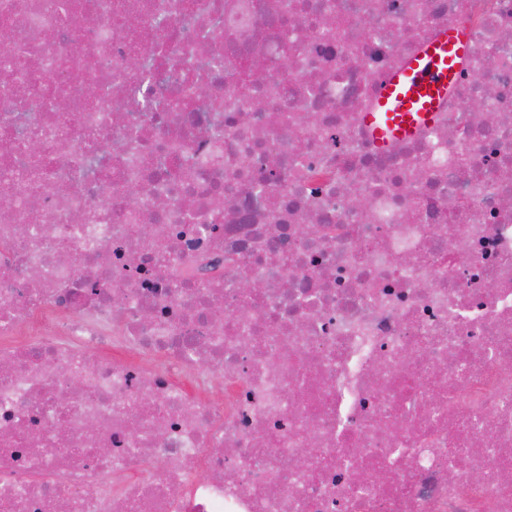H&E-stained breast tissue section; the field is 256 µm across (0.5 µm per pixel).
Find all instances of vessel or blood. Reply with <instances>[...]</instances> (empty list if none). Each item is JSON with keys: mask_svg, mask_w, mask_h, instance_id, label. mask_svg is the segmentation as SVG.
Returning <instances> with one entry per match:
<instances>
[{"mask_svg": "<svg viewBox=\"0 0 512 512\" xmlns=\"http://www.w3.org/2000/svg\"><path fill=\"white\" fill-rule=\"evenodd\" d=\"M469 50L466 29L450 28L383 79L372 105L361 114L374 147L387 148L434 124Z\"/></svg>", "mask_w": 512, "mask_h": 512, "instance_id": "vessel-or-blood-1", "label": "vessel or blood"}]
</instances>
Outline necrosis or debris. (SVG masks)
Segmentation results:
<instances>
[{"label": "necrosis or debris", "mask_w": 512, "mask_h": 512, "mask_svg": "<svg viewBox=\"0 0 512 512\" xmlns=\"http://www.w3.org/2000/svg\"><path fill=\"white\" fill-rule=\"evenodd\" d=\"M3 195L0 512H512V0H0ZM462 26L450 28L383 79L361 124L374 147L385 149L431 126L457 80L460 60L470 47Z\"/></svg>", "instance_id": "obj_1"}]
</instances>
